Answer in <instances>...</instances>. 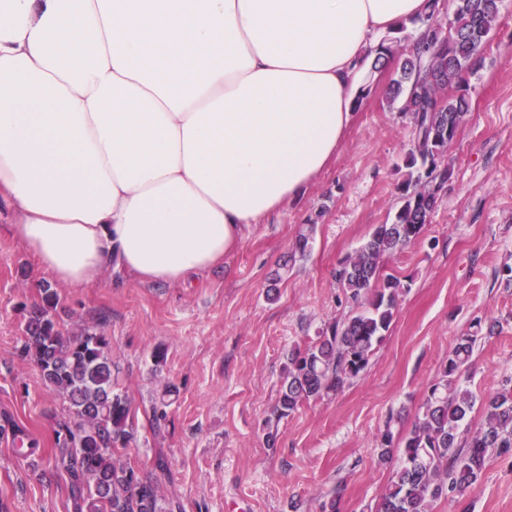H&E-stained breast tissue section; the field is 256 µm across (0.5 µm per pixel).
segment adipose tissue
I'll return each mask as SVG.
<instances>
[{
  "mask_svg": "<svg viewBox=\"0 0 512 512\" xmlns=\"http://www.w3.org/2000/svg\"><path fill=\"white\" fill-rule=\"evenodd\" d=\"M432 0H0V212L38 274L185 284L334 161Z\"/></svg>",
  "mask_w": 512,
  "mask_h": 512,
  "instance_id": "obj_1",
  "label": "adipose tissue"
}]
</instances>
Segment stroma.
Returning <instances> with one entry per match:
<instances>
[{"label":"stroma","mask_w":512,"mask_h":512,"mask_svg":"<svg viewBox=\"0 0 512 512\" xmlns=\"http://www.w3.org/2000/svg\"><path fill=\"white\" fill-rule=\"evenodd\" d=\"M413 30L390 36L394 57L317 182L245 227L196 287L123 274L63 288L67 327L99 319L112 340L137 429L125 458L155 487L160 512H321L337 491L341 512H375L392 474L377 438L392 414L407 433L456 336L482 327L467 378L477 398L512 383V0H501L444 157L452 177L422 235L388 262L408 285L389 332L342 392L272 414L290 347L351 311L334 278L340 262L400 204L410 128L388 108L386 90ZM310 226V251L283 271ZM35 281L33 257L1 233L0 506L74 512L69 479L53 463L68 403L20 355L25 310L39 301ZM433 512H512V457L491 459L474 489L438 500Z\"/></svg>","instance_id":"35a3bbf8"}]
</instances>
